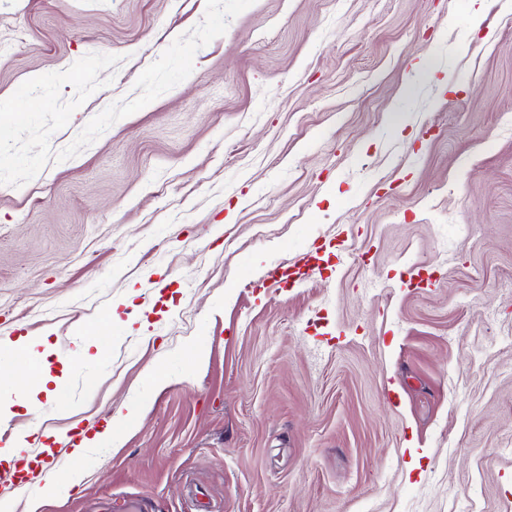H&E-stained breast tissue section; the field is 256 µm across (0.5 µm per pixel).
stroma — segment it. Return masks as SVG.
I'll use <instances>...</instances> for the list:
<instances>
[{"mask_svg":"<svg viewBox=\"0 0 512 512\" xmlns=\"http://www.w3.org/2000/svg\"><path fill=\"white\" fill-rule=\"evenodd\" d=\"M205 11L0 0V100L119 56L60 151ZM299 256L324 274L267 280ZM21 337L0 447L144 408L41 512H512V0H255L182 83L0 185Z\"/></svg>","mask_w":512,"mask_h":512,"instance_id":"1","label":"stroma"}]
</instances>
